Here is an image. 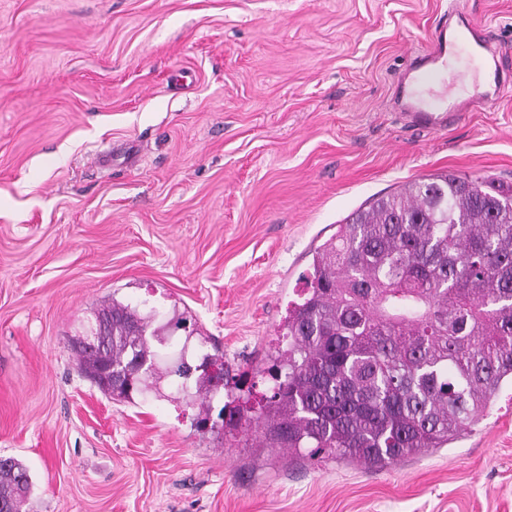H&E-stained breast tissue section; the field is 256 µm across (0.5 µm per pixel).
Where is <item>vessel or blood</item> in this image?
<instances>
[{
	"instance_id": "b4317fda",
	"label": "vessel or blood",
	"mask_w": 512,
	"mask_h": 512,
	"mask_svg": "<svg viewBox=\"0 0 512 512\" xmlns=\"http://www.w3.org/2000/svg\"><path fill=\"white\" fill-rule=\"evenodd\" d=\"M451 16L448 24L431 33L426 47L416 53L399 84L404 117L411 127L420 131H438L463 113L485 111L501 98L506 83L512 79L496 62L490 68L491 80L483 90L461 99L448 98L438 102L426 99L428 86L447 68L458 47L484 52L491 49L492 40L486 28L462 4L454 5Z\"/></svg>"
}]
</instances>
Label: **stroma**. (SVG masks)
Returning a JSON list of instances; mask_svg holds the SVG:
<instances>
[{
	"instance_id": "stroma-1",
	"label": "stroma",
	"mask_w": 512,
	"mask_h": 512,
	"mask_svg": "<svg viewBox=\"0 0 512 512\" xmlns=\"http://www.w3.org/2000/svg\"><path fill=\"white\" fill-rule=\"evenodd\" d=\"M448 0H0V457L22 512H512V391L448 447L387 468L292 459L255 425L197 431L179 380L105 396L70 342L119 301L163 355L219 350L258 407L267 354L337 224L452 172L512 184V92L408 127L397 82ZM512 71V0H468ZM459 51L442 79L475 91ZM32 482L27 470L12 458H0V512H20Z\"/></svg>"
}]
</instances>
